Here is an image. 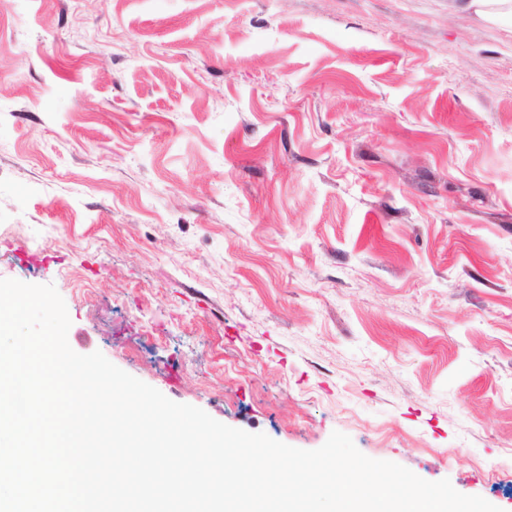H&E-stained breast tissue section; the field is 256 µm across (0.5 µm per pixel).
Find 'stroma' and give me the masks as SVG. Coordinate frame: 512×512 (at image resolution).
I'll return each mask as SVG.
<instances>
[{
  "label": "stroma",
  "mask_w": 512,
  "mask_h": 512,
  "mask_svg": "<svg viewBox=\"0 0 512 512\" xmlns=\"http://www.w3.org/2000/svg\"><path fill=\"white\" fill-rule=\"evenodd\" d=\"M0 278L174 402L512 512V28L0 0Z\"/></svg>",
  "instance_id": "stroma-1"
}]
</instances>
